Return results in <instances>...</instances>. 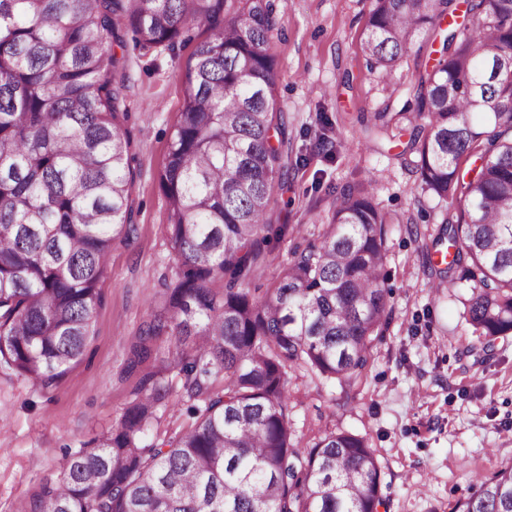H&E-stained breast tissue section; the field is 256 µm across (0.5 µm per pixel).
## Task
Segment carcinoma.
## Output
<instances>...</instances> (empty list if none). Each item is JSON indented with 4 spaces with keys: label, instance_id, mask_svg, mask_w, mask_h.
<instances>
[{
    "label": "carcinoma",
    "instance_id": "1",
    "mask_svg": "<svg viewBox=\"0 0 512 512\" xmlns=\"http://www.w3.org/2000/svg\"><path fill=\"white\" fill-rule=\"evenodd\" d=\"M455 11V0H374L361 47L388 75L419 33L440 37L398 116L412 125L421 189L448 203L434 245L448 242V283H473L465 353L479 355L512 334V0H468L471 23L447 34ZM221 14L194 52L160 178L180 269L127 342L134 399L18 512L386 507L365 437L334 431L304 451L288 411L290 373L351 386L368 369L389 317L386 214L343 190L319 244L293 252L264 296L244 288L289 228L268 221L288 147L274 112L273 0H0V363L55 388L93 336L112 244L135 231L139 157L110 40L124 28L136 49L172 47L187 23ZM477 152L479 170L463 172ZM164 336L178 337L171 364L203 405L187 409L188 431L152 440L169 397ZM453 512H512V466L470 479Z\"/></svg>",
    "mask_w": 512,
    "mask_h": 512
}]
</instances>
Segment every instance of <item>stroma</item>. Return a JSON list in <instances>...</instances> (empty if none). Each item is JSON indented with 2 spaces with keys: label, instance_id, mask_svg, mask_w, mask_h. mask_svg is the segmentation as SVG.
<instances>
[{
  "label": "stroma",
  "instance_id": "obj_1",
  "mask_svg": "<svg viewBox=\"0 0 512 512\" xmlns=\"http://www.w3.org/2000/svg\"><path fill=\"white\" fill-rule=\"evenodd\" d=\"M276 7L282 31L272 46L275 109L290 144L282 158L288 187L270 219L289 231L271 243L273 264L247 289L263 294L293 252L319 242L343 187L368 191L389 220L388 323L352 387L294 372L288 404L296 439L306 449L332 431L365 436L377 451L387 512H452L471 475L512 466V335L483 357L463 355L472 339L462 317L471 285L436 287L433 249L409 233L414 224L435 237L447 205L419 186L418 156L406 150L409 123L395 121L385 131L368 125L374 112L401 108L396 88L433 65L432 43L420 36L385 76L370 68L360 47L373 0H276ZM212 34L207 22L195 21L171 48L111 47L123 65V107L140 158L137 230L131 240L113 243L94 335L55 389L42 391L0 364V512H15L57 478L68 454L115 428L133 398L138 377L125 372V343L179 272L160 176L193 53ZM166 382L171 401L150 430L160 438L193 424L178 369L167 371Z\"/></svg>",
  "mask_w": 512,
  "mask_h": 512
}]
</instances>
